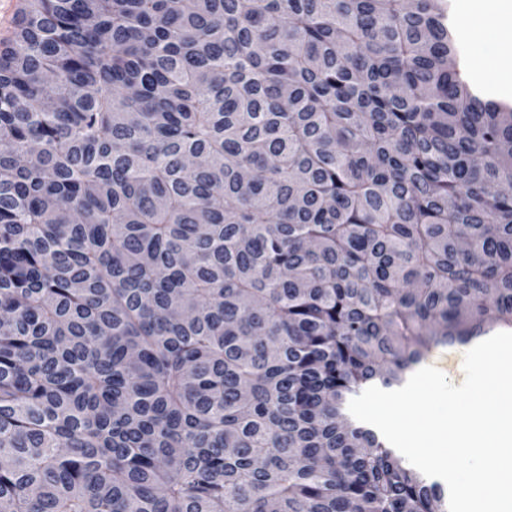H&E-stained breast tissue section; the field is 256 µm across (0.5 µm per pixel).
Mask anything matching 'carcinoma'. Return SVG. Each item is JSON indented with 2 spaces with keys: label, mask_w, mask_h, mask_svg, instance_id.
Here are the masks:
<instances>
[{
  "label": "carcinoma",
  "mask_w": 512,
  "mask_h": 512,
  "mask_svg": "<svg viewBox=\"0 0 512 512\" xmlns=\"http://www.w3.org/2000/svg\"><path fill=\"white\" fill-rule=\"evenodd\" d=\"M447 0H25L0 50V512H448L347 413L512 327V105ZM469 349L468 346L438 348L427 357L421 368L428 365L435 366L453 385L459 386L464 379V355Z\"/></svg>",
  "instance_id": "carcinoma-1"
}]
</instances>
